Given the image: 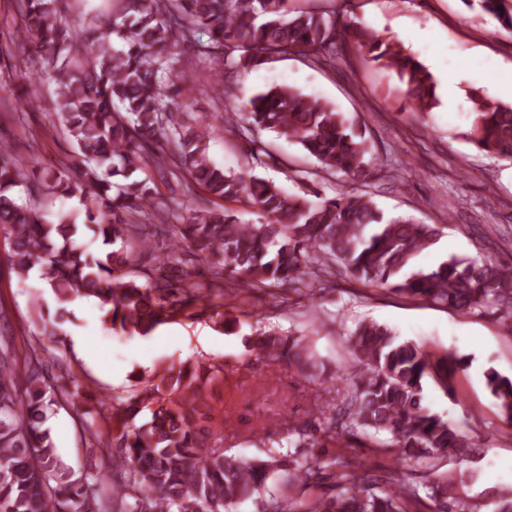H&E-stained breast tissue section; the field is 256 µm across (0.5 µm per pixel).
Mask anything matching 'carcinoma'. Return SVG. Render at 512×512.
Here are the masks:
<instances>
[{
  "label": "carcinoma",
  "mask_w": 512,
  "mask_h": 512,
  "mask_svg": "<svg viewBox=\"0 0 512 512\" xmlns=\"http://www.w3.org/2000/svg\"><path fill=\"white\" fill-rule=\"evenodd\" d=\"M64 0H15L20 14L15 40L29 50L31 66L18 80L52 85L58 112L49 125L62 131L80 158L73 174L46 181V200L81 199L82 222L60 212L47 218L46 205L16 200L28 190L26 164L11 158L0 141V227L10 237L9 264L20 281L41 266L57 314L78 299L98 303L101 320L129 336H148L166 318L203 301L226 323L220 282L246 288L267 284L311 289L319 273L340 266L367 287L389 289L458 312L496 317L512 332V265L490 256H450L418 267L416 257L443 234L437 224L385 214L372 194L356 188L313 201L271 179L227 175L209 158L213 124L185 120L190 108L183 54L194 48L199 61L224 65V79L252 70L273 55H313L326 66L349 42L395 72L403 103L418 112L437 104L432 74L399 42L334 13L290 9V0H112L111 12L80 29L68 23ZM501 28L512 34V0H480ZM471 127L466 139L487 154L512 162V104L469 92ZM267 130L296 143L318 168L361 181L369 175L372 142L366 130L328 100L294 86L276 84L239 108H224V130ZM178 182L189 176L210 195L243 199L264 221L247 224L227 208L197 211L186 218L170 199L175 231L152 229L159 209L150 172ZM89 229L101 247L82 243ZM187 252L207 266L209 286L181 269ZM154 260L144 281L126 279V269ZM351 363L327 371L306 337L269 334L255 342L270 364L286 363L306 379L327 377L347 395L345 422L326 417L330 402L312 412L318 424L297 430L298 454L268 451L246 459L224 452V409L210 403L224 387V364L189 363L139 375L140 392L114 398L123 411L113 438L112 470L78 475L57 454L47 411L67 396L46 369L45 348L31 349L22 368L0 349V512H230L251 500L258 512H287L290 491L308 485L320 459L303 452L340 427L390 436L398 455L420 465L437 453L458 465L475 456V440L423 404L424 385L434 381L454 396L457 374L467 359L454 351L426 353L400 340L388 327L362 321L349 338ZM486 386L512 421V379L485 372ZM143 423L134 425L137 418ZM323 436H318V433ZM357 466L344 463L339 490L317 497L305 512H413L416 492L404 487L376 494L363 484ZM281 494L265 499L270 479ZM428 498L435 512H477L459 493L452 473L435 474ZM495 512H512V488L494 493Z\"/></svg>",
  "instance_id": "cac0c4a2"
}]
</instances>
